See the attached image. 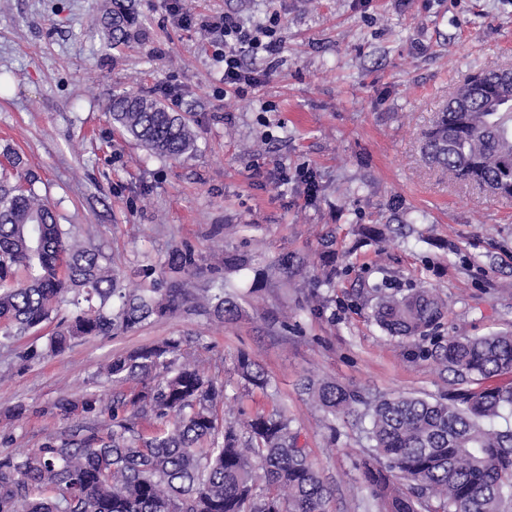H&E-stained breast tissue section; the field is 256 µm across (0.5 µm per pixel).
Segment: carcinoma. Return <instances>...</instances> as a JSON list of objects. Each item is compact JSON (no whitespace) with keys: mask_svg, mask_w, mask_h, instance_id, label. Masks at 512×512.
Here are the masks:
<instances>
[{"mask_svg":"<svg viewBox=\"0 0 512 512\" xmlns=\"http://www.w3.org/2000/svg\"><path fill=\"white\" fill-rule=\"evenodd\" d=\"M130 0H113L102 21L112 48L134 36ZM422 136L425 159L489 193L512 197V69L468 75ZM112 121L158 157L180 161L196 148V131L179 113L142 93L112 95ZM26 186L0 174V337L38 329L74 306L31 362L92 336L133 331L193 311L222 324L242 307L224 291V278L184 288L199 269L190 246L135 273L143 288L127 289L105 255L85 246L58 223L48 199L24 175ZM334 239L325 235L318 255L323 280L336 274ZM248 253L224 254V271L250 266ZM310 260L283 253L270 264L284 283ZM372 316L391 337H428L447 303L425 288H396L385 279L367 285ZM422 353L456 378L438 399L399 394L369 398L331 379L306 378L302 390L326 415L348 417L365 407V432L374 450L362 483L382 512H512V332L451 336ZM242 389L263 392L271 381L248 353L233 368ZM112 396L86 391L55 408L79 409L104 424L83 432L49 435L24 458H0V512H328L323 483L285 411H247L227 420L224 381L202 367L180 337H168L112 359L98 372Z\"/></svg>","mask_w":512,"mask_h":512,"instance_id":"obj_1","label":"carcinoma"}]
</instances>
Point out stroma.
Here are the masks:
<instances>
[{
    "instance_id": "35a3bbf8",
    "label": "stroma",
    "mask_w": 512,
    "mask_h": 512,
    "mask_svg": "<svg viewBox=\"0 0 512 512\" xmlns=\"http://www.w3.org/2000/svg\"><path fill=\"white\" fill-rule=\"evenodd\" d=\"M168 2L135 0L142 34L107 51L100 19L112 0H0V163L17 156L59 223L101 247L124 287H138L133 270L144 257L177 246L196 250L206 278L225 253L255 254L252 269L233 277L242 314L221 324L181 311L28 363L20 353L53 324L0 345V457L88 426L80 414H51L52 405L88 388L111 392L101 365L180 336L231 398L242 392L233 361L250 353L272 387L247 406L287 409L333 490L330 512H379L360 486L369 442L351 419L313 406L299 382L328 377L369 397L447 393L451 374L419 341L387 336L371 318L363 286L384 278L446 301L441 339L512 330V198L489 196L421 152L458 83L512 68V0H186L193 12L247 22L281 12L279 54L244 60L273 73L244 95L224 93L210 35L179 26ZM165 83L197 134L195 152L177 162L123 134L107 112L113 94ZM228 224L253 225L252 239L225 235ZM330 230L332 285L314 286L308 267L289 286L261 275L281 253L315 256ZM284 305L293 317L283 328L272 316Z\"/></svg>"
}]
</instances>
